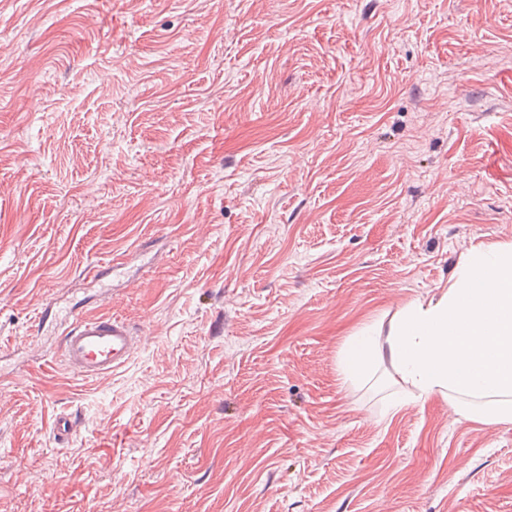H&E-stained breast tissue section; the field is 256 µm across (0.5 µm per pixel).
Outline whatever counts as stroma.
I'll return each instance as SVG.
<instances>
[{"mask_svg":"<svg viewBox=\"0 0 512 512\" xmlns=\"http://www.w3.org/2000/svg\"><path fill=\"white\" fill-rule=\"evenodd\" d=\"M510 241L512 0H0V512H512V423L339 370ZM142 343L119 316L72 312L57 350L69 372L94 380L124 365Z\"/></svg>","mask_w":512,"mask_h":512,"instance_id":"obj_1","label":"stroma"}]
</instances>
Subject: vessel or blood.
<instances>
[{
    "label": "vessel or blood",
    "mask_w": 512,
    "mask_h": 512,
    "mask_svg": "<svg viewBox=\"0 0 512 512\" xmlns=\"http://www.w3.org/2000/svg\"><path fill=\"white\" fill-rule=\"evenodd\" d=\"M121 317L72 313L57 349L67 370L85 379H98L124 365L141 346Z\"/></svg>",
    "instance_id": "1"
}]
</instances>
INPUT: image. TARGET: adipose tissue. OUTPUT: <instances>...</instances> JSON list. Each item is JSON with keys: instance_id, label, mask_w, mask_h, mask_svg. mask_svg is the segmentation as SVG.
Here are the masks:
<instances>
[{"instance_id": "ef3b65f1", "label": "adipose tissue", "mask_w": 512, "mask_h": 512, "mask_svg": "<svg viewBox=\"0 0 512 512\" xmlns=\"http://www.w3.org/2000/svg\"><path fill=\"white\" fill-rule=\"evenodd\" d=\"M390 362L414 401L447 395L458 414L512 423V242L471 250L439 300L407 305L386 335L364 326L340 359L346 381Z\"/></svg>"}]
</instances>
